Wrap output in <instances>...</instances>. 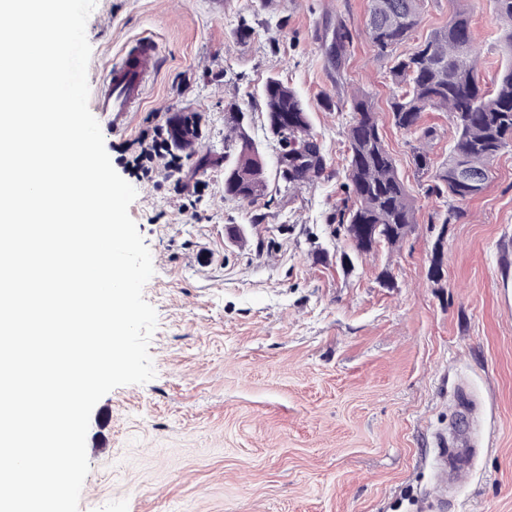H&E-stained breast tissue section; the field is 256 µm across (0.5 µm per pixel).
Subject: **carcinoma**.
<instances>
[{"label":"carcinoma","instance_id":"cac0c4a2","mask_svg":"<svg viewBox=\"0 0 512 512\" xmlns=\"http://www.w3.org/2000/svg\"><path fill=\"white\" fill-rule=\"evenodd\" d=\"M454 5L448 26L434 30L406 53L398 52L418 24L424 0H369L366 33L378 55L393 61L389 73L394 86L390 100L395 127L422 141L433 136L420 124L424 112H446L455 128L454 144L441 162L435 163L423 148L414 151L418 172L430 179L429 194L445 208L443 224L464 214L463 205L479 195L490 177V167L502 150L512 146V0H493L504 23L499 39L506 52L505 65L493 89L479 79V51L473 41L470 15L463 0ZM336 56L346 53L350 32L343 23L334 30ZM265 126L272 138L278 123L288 115V151H304L301 165L288 166L277 174L286 187H297L324 175L327 159L312 132L309 112L298 94L279 78H268L262 88ZM326 106L348 112L345 137L348 164L343 198L336 206L333 223L358 255L371 252L380 243L395 245L405 239L415 224V205L386 148L373 111L371 96L360 90L343 103L326 100ZM242 109L227 107L224 142L232 143L234 155L224 165V174L236 170L242 182L224 181V193L253 205L266 196L265 164L257 158L258 146L239 121ZM465 167L482 176L476 186L458 179Z\"/></svg>","mask_w":512,"mask_h":512}]
</instances>
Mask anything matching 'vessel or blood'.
Masks as SVG:
<instances>
[{
    "mask_svg": "<svg viewBox=\"0 0 512 512\" xmlns=\"http://www.w3.org/2000/svg\"><path fill=\"white\" fill-rule=\"evenodd\" d=\"M160 69L159 46L149 37L127 45L119 59L100 76L94 96V109L112 130L125 128L126 117L145 101V95ZM475 451L463 436L454 437L450 447L439 453L441 461L455 471L459 480L470 477Z\"/></svg>",
    "mask_w": 512,
    "mask_h": 512,
    "instance_id": "vessel-or-blood-1",
    "label": "vessel or blood"
}]
</instances>
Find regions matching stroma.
Wrapping results in <instances>:
<instances>
[{
	"label": "stroma",
	"mask_w": 512,
	"mask_h": 512,
	"mask_svg": "<svg viewBox=\"0 0 512 512\" xmlns=\"http://www.w3.org/2000/svg\"><path fill=\"white\" fill-rule=\"evenodd\" d=\"M368 0H97L87 25L96 80L132 40L163 58L122 133L104 132L154 266L156 376L94 407L79 512H512V147L464 217L443 225L390 117L389 59L365 32ZM480 79L503 61L491 0H468ZM351 43L326 47L337 23ZM282 79L304 102L328 160L290 190L275 175L261 89ZM370 93L415 204L400 243L344 261L331 236L346 167L341 113L325 99ZM237 103L265 156L268 194L224 193V106ZM174 112L197 142L144 176L142 141ZM475 403L470 481L436 496L433 458Z\"/></svg>",
	"instance_id": "obj_1"
}]
</instances>
